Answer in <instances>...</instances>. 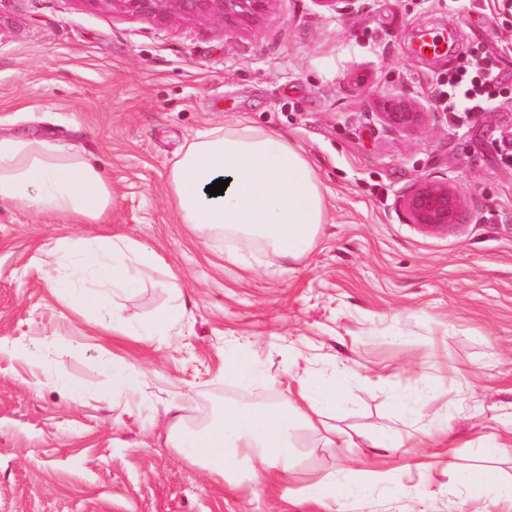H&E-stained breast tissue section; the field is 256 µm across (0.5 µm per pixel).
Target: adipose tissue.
I'll return each mask as SVG.
<instances>
[{
    "instance_id": "adipose-tissue-1",
    "label": "adipose tissue",
    "mask_w": 512,
    "mask_h": 512,
    "mask_svg": "<svg viewBox=\"0 0 512 512\" xmlns=\"http://www.w3.org/2000/svg\"><path fill=\"white\" fill-rule=\"evenodd\" d=\"M227 181L224 194L207 188ZM180 223L244 246L295 259L316 242L327 208L320 180L305 156L281 134L240 120L196 134L168 176ZM22 204L64 224H98L112 209V187L72 145L0 135V204ZM150 248L125 239L82 236L45 251L48 272L67 270L63 294L87 318L120 320L110 293L135 286L156 267ZM303 402L228 406L223 423L192 433L176 425L173 440L232 485L260 476L236 470L258 460L287 474L297 457L291 429L308 423Z\"/></svg>"
}]
</instances>
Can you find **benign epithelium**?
<instances>
[{
  "mask_svg": "<svg viewBox=\"0 0 512 512\" xmlns=\"http://www.w3.org/2000/svg\"><path fill=\"white\" fill-rule=\"evenodd\" d=\"M134 12L161 18L210 17L254 19L273 0H104ZM320 6L340 14L354 13L363 8L361 0H316ZM377 116L386 128L399 133H411L428 121L421 102L409 92H395L377 100ZM398 206L406 221L427 233L447 231L458 226L467 209L465 197L446 181L429 177L420 179L399 199Z\"/></svg>",
  "mask_w": 512,
  "mask_h": 512,
  "instance_id": "obj_1",
  "label": "benign epithelium"
}]
</instances>
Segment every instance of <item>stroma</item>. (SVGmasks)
I'll return each mask as SVG.
<instances>
[{
  "instance_id": "stroma-1",
  "label": "stroma",
  "mask_w": 512,
  "mask_h": 512,
  "mask_svg": "<svg viewBox=\"0 0 512 512\" xmlns=\"http://www.w3.org/2000/svg\"><path fill=\"white\" fill-rule=\"evenodd\" d=\"M455 50L419 53L420 32ZM506 76L490 112L439 92L477 51ZM429 111L385 130L378 97ZM246 120L309 160L327 222L302 257L179 223L169 171L198 132ZM0 132L74 145L112 185L104 224L0 205V512H471L455 479H512V0H273L257 20L161 19L104 0H0ZM470 202L425 233L397 202L423 177ZM127 238L161 258L113 299L161 336L92 322L49 283L57 241ZM144 376L113 394V365ZM314 400L283 479L235 488L170 439L225 405ZM81 388L71 394L70 385ZM332 482L319 505L310 485ZM181 311V305L173 304L160 312L151 321L139 324V328L146 335L164 332L179 323Z\"/></svg>"
}]
</instances>
